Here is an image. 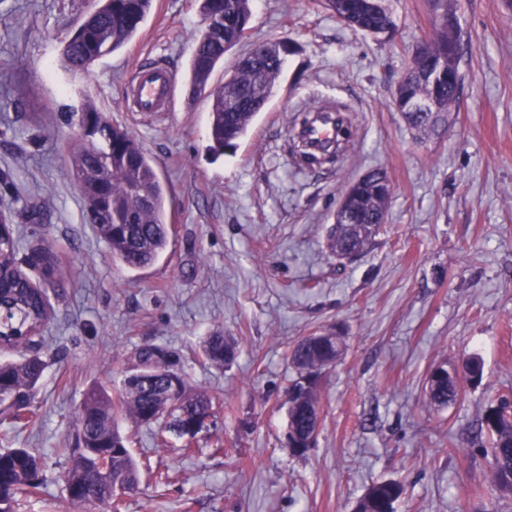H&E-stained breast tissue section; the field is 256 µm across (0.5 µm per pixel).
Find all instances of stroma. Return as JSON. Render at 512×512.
<instances>
[{"label": "stroma", "instance_id": "35a3bbf8", "mask_svg": "<svg viewBox=\"0 0 512 512\" xmlns=\"http://www.w3.org/2000/svg\"><path fill=\"white\" fill-rule=\"evenodd\" d=\"M391 37L341 23L325 0H254L249 41L285 40L275 93L235 151L213 156L208 103L188 101L197 0H153L134 39L88 75L61 67V43L86 0H0V211L22 235L17 254L51 246L53 268L30 270L50 320L35 415L0 414V451L42 458L45 486L14 512H79L63 473L74 417L91 387H120L136 350L178 353L193 392L224 410L197 438L156 447L153 430L122 423L140 470L123 512H354L368 487L403 480L395 512H512L492 489L491 459L470 443L484 409L512 399V0H460L464 33L458 106L448 128L422 138L391 104L413 48L430 32L427 0H387ZM140 65L176 78L165 112L128 109ZM91 97L154 158L168 185L169 246L152 267L114 264L83 217L66 176L76 130L63 113ZM346 106L348 153L297 167L290 129L300 108ZM372 168L394 187L387 219L366 252L338 263L325 248L338 192ZM346 348L321 386L314 448L287 443L288 346L328 328ZM221 330L236 359L211 365L201 343ZM477 356L480 384L431 406V367L462 370Z\"/></svg>", "mask_w": 512, "mask_h": 512}]
</instances>
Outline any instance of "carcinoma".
I'll use <instances>...</instances> for the list:
<instances>
[{
    "mask_svg": "<svg viewBox=\"0 0 512 512\" xmlns=\"http://www.w3.org/2000/svg\"><path fill=\"white\" fill-rule=\"evenodd\" d=\"M431 33L415 51L416 66L407 70L401 83L408 99L429 96L436 110L448 113L459 100V86H448V73L460 75V57L448 52L461 33L457 0H430ZM152 0H98L94 10L64 41L61 63L64 70L89 73L99 59L124 47L135 35L150 12ZM253 0H200V13L213 17L215 28L203 42H195L189 65L190 87L196 96L210 102L209 136L211 151L220 156L237 147L256 117L273 95L282 72L288 45L284 41L253 42L238 56L224 82L212 83L224 54L241 43L249 29ZM326 6L345 25L370 35L387 32L393 19L384 0H326ZM384 171L375 168L353 183L357 198L348 209L347 223L333 226L326 248L333 257L348 251L364 253L379 234L381 225L374 215L386 217L388 198L377 192L376 179ZM66 175L80 194L86 220L95 225L99 236L112 251V261L136 270L152 265L169 242L168 190L157 172L154 159L127 128L110 121L90 137L78 136L68 152ZM20 239L0 236V346H27L32 333H41L49 321L45 290L33 284L16 264ZM299 339L289 352L296 386L304 369L318 366L315 380L306 389L286 392L288 428L307 435L306 412L320 410V379L323 371L344 351L333 344L318 346L305 353ZM237 341L218 331L203 343V354L216 367L231 363L237 355ZM169 353L163 346L147 344L137 352L139 375L130 374L116 395L99 388L89 389L79 407L74 424L76 446L66 448L70 467L65 476L66 490L73 502L103 505L107 512H122L124 500L114 495L115 487L129 491L138 485L139 467L121 433L118 419L136 426L157 425L154 442L167 445L165 434L183 437L184 417L201 411L214 415L224 399L206 394H189L182 405L173 408L157 393L170 378L174 367L159 356ZM45 368L38 356L0 364V412L18 421L31 418L29 398ZM460 378L451 372L445 378L429 374L427 396L430 405L444 408L459 395ZM512 403L500 400L488 406L478 423L474 438L481 450L490 455L494 487L512 491ZM102 455L108 474L97 467L93 454ZM44 479L39 460L25 448L0 453V512H12V504L21 498L40 494ZM404 485L384 480L371 485L360 499L364 512H394L393 504L403 494Z\"/></svg>",
    "mask_w": 512,
    "mask_h": 512,
    "instance_id": "cac0c4a2",
    "label": "carcinoma"
}]
</instances>
